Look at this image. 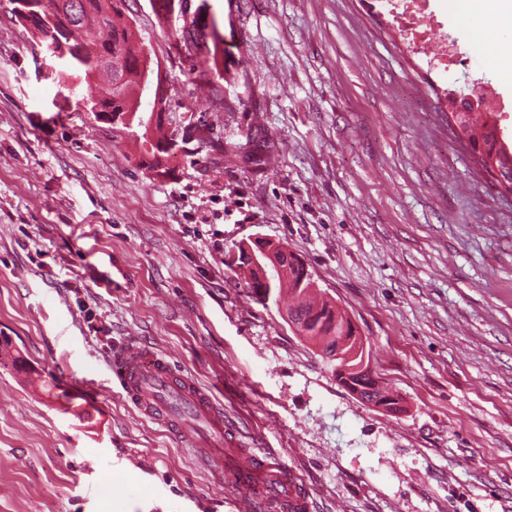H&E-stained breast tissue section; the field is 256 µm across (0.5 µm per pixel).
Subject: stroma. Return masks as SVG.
<instances>
[{"instance_id": "stroma-1", "label": "stroma", "mask_w": 512, "mask_h": 512, "mask_svg": "<svg viewBox=\"0 0 512 512\" xmlns=\"http://www.w3.org/2000/svg\"><path fill=\"white\" fill-rule=\"evenodd\" d=\"M224 74L152 0L125 14L162 64L170 177L77 110L0 0V512H237L107 361L136 338L208 388L235 447L278 453L311 512H512V193L448 129L476 88L512 140L498 8L430 0L460 55L430 64L382 0H191ZM220 97H213V90ZM262 237L299 255L406 410L364 405L230 263ZM96 394L71 413L66 370ZM182 17L184 25L175 28L174 34L180 37L184 45L190 44L196 50L197 60L193 62L191 72L197 73V77L201 79H205L209 73H221L220 66H224V49L214 41L210 48L207 36L203 32L201 35L198 34L196 19L189 21L185 13Z\"/></svg>"}]
</instances>
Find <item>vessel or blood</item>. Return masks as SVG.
<instances>
[{"label": "vessel or blood", "instance_id": "vessel-or-blood-1", "mask_svg": "<svg viewBox=\"0 0 512 512\" xmlns=\"http://www.w3.org/2000/svg\"><path fill=\"white\" fill-rule=\"evenodd\" d=\"M109 371L127 402L189 448L201 469L244 489L239 512H307L306 496L276 454L243 457L225 448L223 409L165 357L132 340L113 352Z\"/></svg>", "mask_w": 512, "mask_h": 512}]
</instances>
